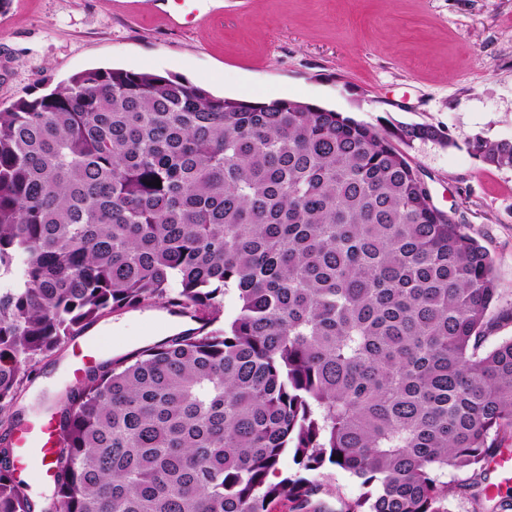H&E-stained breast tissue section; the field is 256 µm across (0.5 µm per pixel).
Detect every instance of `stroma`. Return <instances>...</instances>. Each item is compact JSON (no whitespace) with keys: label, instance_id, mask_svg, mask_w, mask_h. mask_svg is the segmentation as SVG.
<instances>
[{"label":"stroma","instance_id":"1","mask_svg":"<svg viewBox=\"0 0 512 512\" xmlns=\"http://www.w3.org/2000/svg\"><path fill=\"white\" fill-rule=\"evenodd\" d=\"M162 0H8L0 7V109L97 68L174 75L213 95L315 103L377 128L428 123L452 147L404 146L435 204L456 211L495 260L512 307V169L483 163L474 137L512 140V0H216L173 27ZM159 305L85 331L117 358L190 329ZM74 343L37 364L16 408L40 413L76 384ZM321 500L358 498L360 479L315 474ZM450 512H512V469L449 472Z\"/></svg>","mask_w":512,"mask_h":512}]
</instances>
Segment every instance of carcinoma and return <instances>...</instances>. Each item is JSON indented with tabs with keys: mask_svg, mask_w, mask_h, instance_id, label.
<instances>
[{
	"mask_svg": "<svg viewBox=\"0 0 512 512\" xmlns=\"http://www.w3.org/2000/svg\"><path fill=\"white\" fill-rule=\"evenodd\" d=\"M396 140L453 145L119 68L0 110V512L36 508L11 442L29 369L146 304L200 326L45 409L40 512H448V471L512 436V336L488 343L512 308L491 314L493 258ZM470 148L512 168V140ZM327 466L365 488L337 511L312 503Z\"/></svg>",
	"mask_w": 512,
	"mask_h": 512,
	"instance_id": "cac0c4a2",
	"label": "carcinoma"
}]
</instances>
